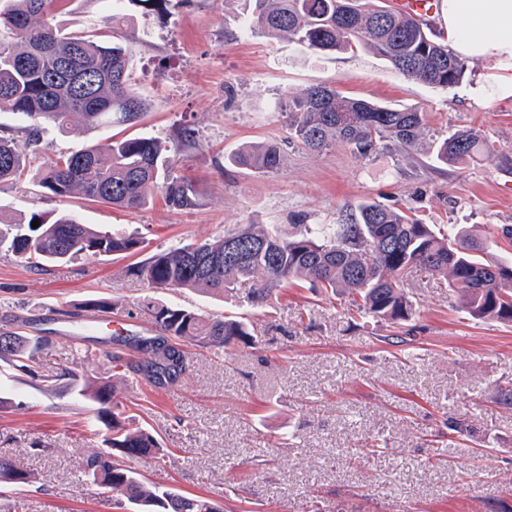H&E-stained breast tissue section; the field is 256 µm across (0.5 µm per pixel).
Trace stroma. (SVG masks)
I'll return each mask as SVG.
<instances>
[{
    "mask_svg": "<svg viewBox=\"0 0 512 512\" xmlns=\"http://www.w3.org/2000/svg\"><path fill=\"white\" fill-rule=\"evenodd\" d=\"M116 7L126 17L118 36L132 53V83L150 104L134 131L177 145L178 170L195 180L201 205L122 211L63 202L30 181L0 183V220L68 208L84 223L143 233L146 257L239 224L284 232L335 224L368 199L426 224L499 235L512 227V98L468 99L481 62L465 61L457 86L433 88L366 50L316 53L251 32L249 0H56L52 18L66 32L100 33ZM315 85L419 107L436 134L473 128L493 153L437 166L426 151L392 144L368 158L341 145L310 151L277 107ZM185 127L196 130L194 144H179ZM107 135L78 123L66 134L46 126L41 158ZM251 142L277 143L282 168L231 164ZM132 262L79 258L39 271L0 251V330L48 341L39 377L0 361V397L9 401L0 453L32 475L24 512H114L80 473L96 445L87 427L96 405L78 394L83 377L112 382L121 403H137L140 423L166 449L163 468L136 462L147 483L206 498L219 512H512V408L498 401L512 386V323L471 318L445 281L422 274L408 281L416 313L400 324L359 314L345 295L291 288L264 305L256 347L220 356L188 347L185 374L158 388L129 368L137 352L113 341L154 333L142 306L151 291L128 273ZM250 290L246 282L221 298L185 289L159 297L231 315L246 312ZM99 299L112 310L89 322L84 304ZM45 375L58 377L54 391H44Z\"/></svg>",
    "mask_w": 512,
    "mask_h": 512,
    "instance_id": "1",
    "label": "stroma"
}]
</instances>
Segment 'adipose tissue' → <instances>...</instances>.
<instances>
[{"label":"adipose tissue","instance_id":"1","mask_svg":"<svg viewBox=\"0 0 512 512\" xmlns=\"http://www.w3.org/2000/svg\"><path fill=\"white\" fill-rule=\"evenodd\" d=\"M450 49L459 57L488 64V77L467 89L476 103L512 98V0H443Z\"/></svg>","mask_w":512,"mask_h":512}]
</instances>
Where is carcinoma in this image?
<instances>
[{
    "instance_id": "cac0c4a2",
    "label": "carcinoma",
    "mask_w": 512,
    "mask_h": 512,
    "mask_svg": "<svg viewBox=\"0 0 512 512\" xmlns=\"http://www.w3.org/2000/svg\"><path fill=\"white\" fill-rule=\"evenodd\" d=\"M56 0H0V112L26 122L25 142L0 137V182H26L28 156L37 152L42 124L67 132L72 118L91 128L130 127L147 106L130 84V56L102 34L71 35L49 19ZM252 28L318 52L368 49L404 77L441 89L456 86L464 64L444 38L413 18L373 0H253ZM288 129L314 151L336 145L368 157L387 143L407 152L429 148L440 165L465 164L491 154L473 129L446 137L430 133L417 107L395 108L349 98L316 85L288 99ZM176 147L160 138L114 135L102 143L61 154L41 166L38 185L57 198L77 195L121 210H139L161 198L170 209L200 205L195 182L176 173ZM238 167L274 173L283 165L273 142L243 147L230 157ZM38 220L39 227H32ZM492 233L477 234L456 224L435 229L403 210L375 201L360 203L339 224H300L281 233L268 224H240L214 241H195L152 254L129 273L156 290L192 288L224 294L250 281V307H260L282 288L307 281L325 293L348 294L358 312L406 321L413 301L405 275L420 271L448 281L474 319L512 322V261L485 258ZM0 247L44 270L77 258L134 254L145 247L139 232L83 224L71 212L49 219L33 211L25 223L0 222ZM156 335L135 350L144 355L136 373L153 386L175 384L187 370L185 344L224 349L257 338L247 317L204 316L163 302L147 303ZM45 339L0 331V359L36 374V355ZM84 396L97 404L88 427L102 448L82 460L85 480L120 509L134 512H218L206 499L187 498L162 485L147 486L126 465L140 459L157 466L166 454L148 429L117 400L114 386L83 380ZM31 474L0 455V496L19 499Z\"/></svg>"
}]
</instances>
